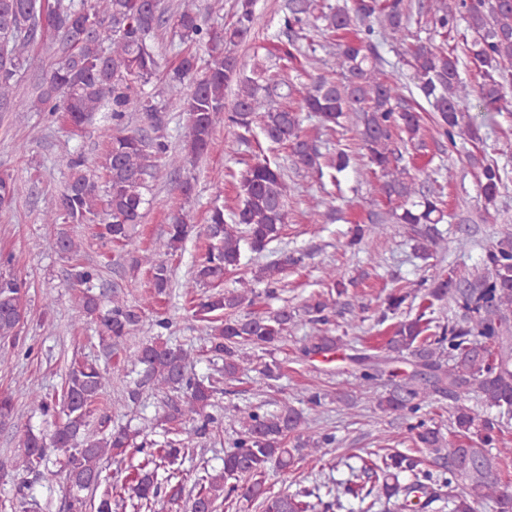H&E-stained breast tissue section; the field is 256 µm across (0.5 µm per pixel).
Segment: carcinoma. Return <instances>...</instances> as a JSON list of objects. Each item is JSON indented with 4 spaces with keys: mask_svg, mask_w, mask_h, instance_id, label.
<instances>
[{
    "mask_svg": "<svg viewBox=\"0 0 512 512\" xmlns=\"http://www.w3.org/2000/svg\"><path fill=\"white\" fill-rule=\"evenodd\" d=\"M198 2L178 0L172 9L164 0H0V109L21 104L39 112H59L79 129L104 107L116 126L97 169L90 168L79 150L65 155L69 179L55 203L43 212V223L98 224L102 237L139 252L137 226L148 203L144 190L160 161L166 160L177 171L181 164L207 154L215 146V124L222 115L224 124L237 130L239 142L249 143L257 124L267 142L290 148L296 169L317 176L322 183L336 185L338 175L351 168L354 155L367 159L372 173L379 176L377 192L389 209L374 214L366 224L355 225L350 245L387 235L396 224L414 228L418 248L427 251L435 245L423 226L448 218L444 201L424 191L417 175L402 164L403 151L424 154L428 150L425 107L419 100L435 112L437 132L453 148L459 140L481 141L471 101L486 113L512 114V80L507 78L512 67V0H430L427 6L418 5L442 39L439 46L410 41V0H351L349 7L330 0H283L281 25L287 40L277 39L272 55L295 60L316 53L312 42L309 54H304L294 38L297 29L336 37L334 66L311 78L302 92L286 75L271 74L262 65L253 69L251 77L241 74L232 48L258 24L254 0H238L236 20L222 32L207 26ZM163 31L182 44L204 42L208 48L202 76H197L198 58L192 53L181 56L170 76L189 87L183 99L188 125L181 156L170 153L160 110L138 91L157 73L154 43ZM381 41L405 46L403 61L412 84L385 76L378 53ZM35 45L54 63L27 101L17 98L16 91ZM465 68L476 72V82L462 77ZM227 90L233 91L229 102ZM297 92L298 108L272 106L273 99H291ZM135 112L145 115L147 127L127 129L126 119ZM351 112L357 118L355 151H323L304 134L306 117L334 133L345 128L344 119ZM98 169L105 175L102 183ZM479 183L482 208L488 215L504 187L497 162L480 167ZM178 191L169 201L172 222L166 230L165 246L172 250L180 248L193 230L182 203L193 191L190 179L183 180ZM289 192L281 166L255 156L239 173L237 205L227 213L220 206L211 209L204 227L205 255L181 284L187 289H214L198 303L194 316L209 323L208 352L224 361L226 380L254 369L264 381L278 380L281 365L265 362L256 369L251 352L275 345L302 318L316 330L302 347L305 356L325 357L341 349V338L330 335L329 325L337 312L334 296L346 294L347 287L335 269L326 271L328 295L310 297L300 313L286 306L263 313L249 307L259 297L252 283L264 285L266 295H275L284 266L300 264L301 255L290 254L283 264L257 265L252 280H242L232 290L220 288L224 274L243 265L244 252L260 256L280 240L288 224ZM15 194L12 180L1 177L0 210L12 206ZM53 248L64 255L79 251L77 241L63 231ZM135 264L147 265L151 275V293L139 306L117 291L107 298L96 294L101 271L94 264H79L70 272L78 286L81 312L97 324L108 356L138 330L142 309L170 297L173 290V272L155 252L142 251ZM28 295L26 281L0 273V341L19 339L30 316ZM436 302L454 310L451 321L433 324L427 313ZM415 303V316L391 327L388 355L381 360L360 359L359 387L381 412L409 421L415 446L440 463L437 474L425 468L420 457L380 448L359 458V466H349L352 478L327 488L325 495L331 497L327 502L312 489L273 495L265 485L269 467L286 470L299 456L320 460L335 436L310 430L304 409L288 402L278 412L268 413L259 406L243 411L229 401L224 413H214L216 395L221 393L219 380L196 377L190 371L191 352L162 341L142 344L134 358L146 367L151 391L176 392L178 397L165 404L162 439L154 442V451L121 490L102 487L101 461L135 446L137 432L119 427L100 438L90 432L92 407L109 385L106 370L95 362L73 365L59 397L31 395L34 409L45 415L59 412L63 418L49 435L29 425L17 430L19 452L12 467L38 474L49 463L48 449L61 453L69 488L67 512H86L88 495L96 491L100 492L97 512H111L112 498L123 491L142 501L149 512H167L184 497L189 512H218L228 500L257 502L263 512H317L320 506L323 512H331L343 508L344 497L359 501L360 512H374L378 506L382 512H425L444 500L448 512H478L488 504L496 512H512V486L503 483L501 476V462L512 455V448L493 449L512 422V241L502 240L487 249L484 267L477 271L461 273L450 268L423 294L418 288L391 293L379 321ZM406 351L422 372L410 375L401 390L375 395L382 362L396 361ZM435 395L455 400L449 439L426 418ZM471 401L486 411L469 405ZM14 415L12 393L0 391V423L14 425ZM226 417L236 421L239 430L224 453L223 470L206 474L188 491L169 474L166 491L160 492L158 470L195 455L189 438L183 437L185 425H192L190 434L203 439L220 432ZM229 479L235 480L231 486L226 484Z\"/></svg>",
    "mask_w": 512,
    "mask_h": 512,
    "instance_id": "1",
    "label": "carcinoma"
}]
</instances>
